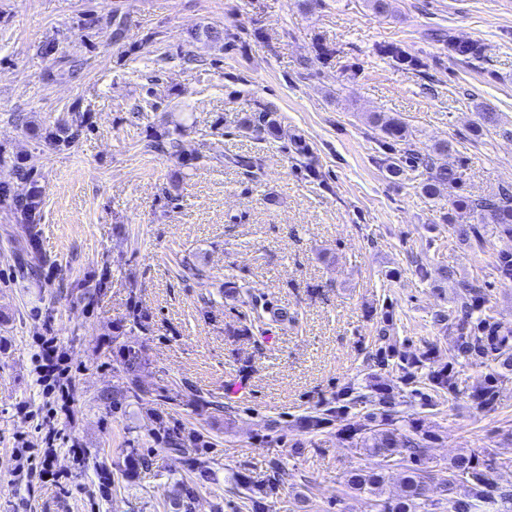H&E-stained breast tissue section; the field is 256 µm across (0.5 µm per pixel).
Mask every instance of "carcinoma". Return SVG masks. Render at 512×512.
I'll return each mask as SVG.
<instances>
[{"label":"carcinoma","instance_id":"carcinoma-1","mask_svg":"<svg viewBox=\"0 0 512 512\" xmlns=\"http://www.w3.org/2000/svg\"><path fill=\"white\" fill-rule=\"evenodd\" d=\"M371 122L396 142H409V131L402 122L385 118L379 113L370 117ZM242 127L254 132L263 130L269 134L278 132V122L274 113L253 112L242 119ZM427 170V178L422 182V192L435 196L440 189L453 190L458 183L457 172L446 164H440L433 157L421 161ZM456 207L472 212L488 214L491 223L500 231L512 235V192L505 189L494 197L478 199H458ZM460 314L457 328L456 356L476 361L492 359L498 365L512 371V329L502 326L492 316L484 312L485 297L481 287L473 282L461 283ZM482 316L473 318L474 312ZM382 361H393V366L402 373L405 381L422 379L434 391L452 393L457 387L453 361L441 362L439 355L429 349L419 355H409L395 348L381 352ZM367 401L374 406L380 416L382 428L354 424L347 421L346 406H334L325 410L324 416H315L309 422L313 428L323 423H340L338 435L351 446L360 448L370 456L379 457L383 462L404 469L405 494L396 499H381L385 485L382 470H356L349 480L355 490L368 495L377 512H428L426 510L425 487L431 478L426 466L427 448L436 439V434L425 429L423 422L412 419L406 426L396 424L393 417V397L391 392L371 387ZM496 460L489 454L471 452L458 456L448 471L445 482L447 492V512H476L482 502H499L503 512H512V490H504L495 481ZM284 469L280 461L270 462L265 478L257 481L238 480L235 488L242 489L248 501L250 512H266L267 500L277 494L283 484Z\"/></svg>","mask_w":512,"mask_h":512}]
</instances>
